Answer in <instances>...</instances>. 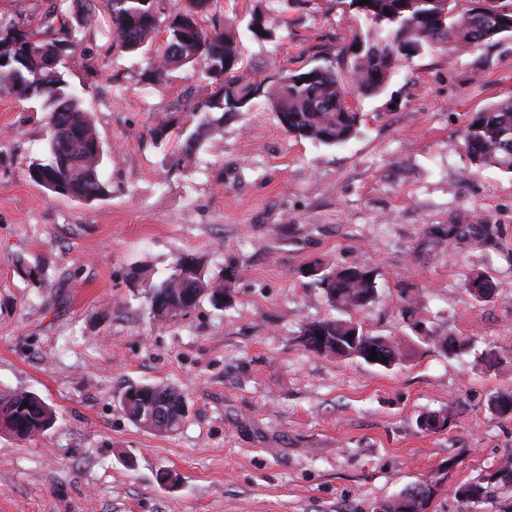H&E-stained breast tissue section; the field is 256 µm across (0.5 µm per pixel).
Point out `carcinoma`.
Instances as JSON below:
<instances>
[{"mask_svg":"<svg viewBox=\"0 0 512 512\" xmlns=\"http://www.w3.org/2000/svg\"><path fill=\"white\" fill-rule=\"evenodd\" d=\"M82 14L71 25L56 5L44 12L42 32H31L23 19L0 23V94L26 99H42L50 112V159L29 167V177L40 185L52 183L54 193L83 199L107 194L99 181L103 159L94 124L81 108L78 97L65 79L70 56L65 49L76 45L77 28H86L95 17L94 0H80ZM111 16L113 39L128 51L140 49L159 30L163 0H106ZM349 0L355 17L365 29L353 36L339 51L346 60L351 81L359 91L372 96L382 93L397 62L413 53L448 41L462 48H479L499 43L512 33V0H484V12L506 20L496 29L472 15L467 0ZM191 7L169 17L165 44L159 49L161 69L197 66L216 90L210 92L206 108L225 107L238 111L249 107L258 94L266 97L280 124L289 133L328 145L346 142L360 124L359 113L346 105L350 90L336 62L322 64L321 75L302 85L276 84L269 89L238 74L240 61L235 41L223 31L206 28L210 0H190ZM465 147L474 164L512 172V99L472 113L463 131ZM452 231L464 236L493 234L490 224H454ZM321 273L315 282L323 288L326 301L337 316L309 323L301 329L304 344L315 334L324 336L329 357L351 359L355 351L376 349L386 364L402 359L401 343L393 337L360 331L359 341H347L353 312L364 308L376 291L373 272L366 265L328 266L315 264ZM231 283L209 275L203 259L179 256L171 273L151 295L154 318L166 321L187 313L204 296L212 304L230 293ZM466 286L479 301H488L498 283L487 273H477ZM127 417L135 424L158 433L177 429L186 417L187 401L176 389L157 384H131L119 398ZM54 420L52 409L37 396L22 391L0 394V429L19 439L31 438L47 430ZM478 482L461 486L460 498L475 502L484 498ZM430 491L401 495L388 502L383 512H422Z\"/></svg>","mask_w":512,"mask_h":512,"instance_id":"carcinoma-1","label":"carcinoma"}]
</instances>
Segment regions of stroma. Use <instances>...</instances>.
<instances>
[{"instance_id":"35a3bbf8","label":"stroma","mask_w":512,"mask_h":512,"mask_svg":"<svg viewBox=\"0 0 512 512\" xmlns=\"http://www.w3.org/2000/svg\"><path fill=\"white\" fill-rule=\"evenodd\" d=\"M348 3L215 0L210 20L236 38L240 75L270 87L350 43ZM257 14L269 37L250 32ZM153 65V51L113 42L97 7L67 79L104 149L98 200L29 179L49 156L48 114L0 97V391L34 393L56 415L26 440L0 432V512H379L419 483L426 512H512L496 476L512 417L491 406L512 392V174L476 168L463 141L468 116L512 98V38L399 62L383 93L349 97L361 124L341 145L288 133L262 97L198 126L200 73L157 79ZM466 220L493 236H449ZM183 254L231 277V299L154 319L151 290ZM317 259L372 269L377 292L355 317L400 341V362L306 349L301 329L331 314L305 273ZM473 272L491 274L497 296L473 298ZM131 383L181 391V425L129 420ZM429 413L447 426L422 430ZM474 481L487 494L464 503L456 490Z\"/></svg>"}]
</instances>
